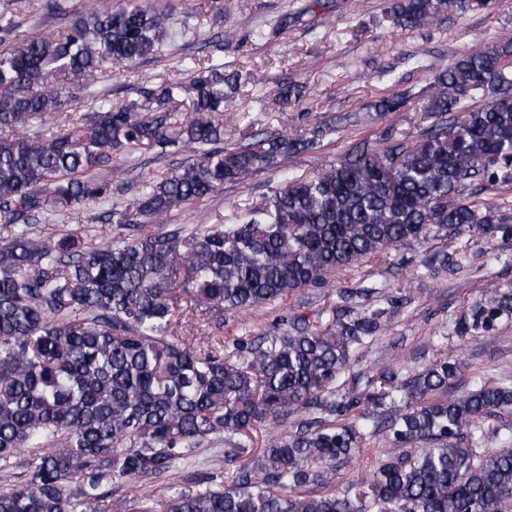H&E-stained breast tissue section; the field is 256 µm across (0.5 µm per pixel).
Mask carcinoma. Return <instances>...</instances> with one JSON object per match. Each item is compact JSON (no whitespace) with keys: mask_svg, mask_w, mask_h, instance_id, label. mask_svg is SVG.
Listing matches in <instances>:
<instances>
[{"mask_svg":"<svg viewBox=\"0 0 512 512\" xmlns=\"http://www.w3.org/2000/svg\"><path fill=\"white\" fill-rule=\"evenodd\" d=\"M470 0H394L393 27L420 29ZM167 6L134 0L72 14L52 38L18 31L0 13V461L28 452L27 471L0 490V512H116L104 487L170 473L214 438L217 485L179 489L164 512H512V378L461 372L452 344L404 374L385 368L360 385L357 350L376 339L399 297L377 287L339 292L322 329L298 319L231 339L180 334L182 317L269 305L321 287L410 241L479 234L512 245V225L482 210L475 188H512L509 45L465 53L436 72L426 96L382 98L377 110L414 106L430 124L410 139L388 135L380 152L355 146L311 176L288 157L317 148L334 128L255 137L225 148L224 111L239 74L183 59L193 99L186 120L170 108L182 87L114 103L95 90L106 64L126 67L174 42ZM489 101L467 109L475 96ZM84 96L94 111L59 126ZM191 150L196 158L156 182L135 211L112 208V182L85 173L113 158ZM282 170L258 201L243 199L222 224L149 231L174 208L224 184ZM92 205L115 221L112 238L40 227L51 210ZM443 248L427 272L465 268ZM512 318V286L472 304L455 325L477 338ZM260 423L283 431L252 454ZM382 435L399 451L334 487L335 464L359 460ZM498 443L486 452L478 443Z\"/></svg>","mask_w":512,"mask_h":512,"instance_id":"carcinoma-1","label":"carcinoma"}]
</instances>
